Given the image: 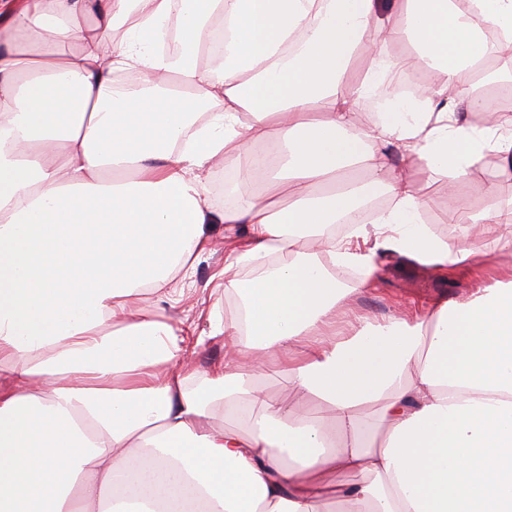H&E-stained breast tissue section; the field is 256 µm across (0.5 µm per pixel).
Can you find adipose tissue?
Returning <instances> with one entry per match:
<instances>
[{
    "mask_svg": "<svg viewBox=\"0 0 512 512\" xmlns=\"http://www.w3.org/2000/svg\"><path fill=\"white\" fill-rule=\"evenodd\" d=\"M223 18L232 42L200 67ZM170 23L180 48L163 56ZM397 42L441 79L359 125L405 65ZM493 56L512 58V0H0V512H512V273L478 246L492 233L512 251V207L477 216L449 194L469 233L441 238L409 174L453 186L492 153L512 179V111L471 90ZM122 70L145 88L117 93ZM217 161L241 185L283 169L288 195L215 207ZM352 165L377 182L337 181ZM380 186L393 205L356 236L474 271L468 299L389 320L346 304L377 267L332 228ZM223 223L249 227L228 268L289 261L228 279L224 365L192 390L181 328L131 300L190 270ZM338 264L360 279L337 280ZM268 361L291 399L256 384ZM219 407L234 423L216 424Z\"/></svg>",
    "mask_w": 512,
    "mask_h": 512,
    "instance_id": "obj_1",
    "label": "adipose tissue"
}]
</instances>
